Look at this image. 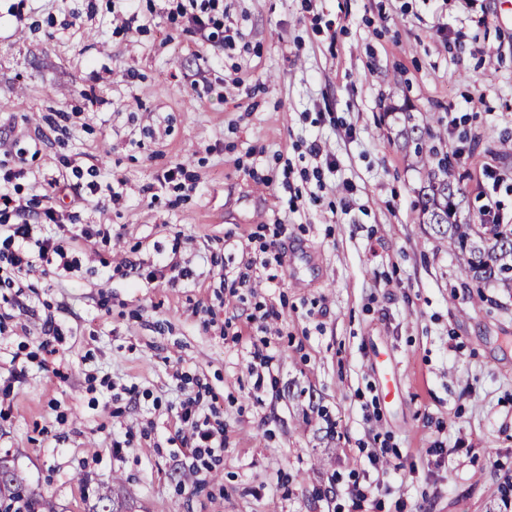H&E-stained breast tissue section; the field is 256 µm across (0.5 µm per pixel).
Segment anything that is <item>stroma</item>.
Returning <instances> with one entry per match:
<instances>
[{"instance_id": "35a3bbf8", "label": "stroma", "mask_w": 512, "mask_h": 512, "mask_svg": "<svg viewBox=\"0 0 512 512\" xmlns=\"http://www.w3.org/2000/svg\"><path fill=\"white\" fill-rule=\"evenodd\" d=\"M180 3L0 0V189L67 178L35 233L76 261L0 288V455L59 512H512V289L465 287L394 136L512 218V0H223L210 43ZM201 386L207 463L173 454Z\"/></svg>"}]
</instances>
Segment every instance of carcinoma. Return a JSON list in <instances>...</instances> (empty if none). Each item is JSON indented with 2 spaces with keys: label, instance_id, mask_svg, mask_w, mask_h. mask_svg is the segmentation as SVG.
<instances>
[{
  "label": "carcinoma",
  "instance_id": "cac0c4a2",
  "mask_svg": "<svg viewBox=\"0 0 512 512\" xmlns=\"http://www.w3.org/2000/svg\"><path fill=\"white\" fill-rule=\"evenodd\" d=\"M403 113L396 136L411 166L425 176L415 207L419 220L429 225L436 238L448 241L458 254L460 276L467 284H498L512 288V224H485L473 217H461L455 199L463 198L460 182L452 174L448 156H439L434 145L439 138L431 126L412 123ZM124 504L108 493H98L90 512H122ZM0 512H57L54 501L45 493L31 491L25 479L0 456Z\"/></svg>",
  "mask_w": 512,
  "mask_h": 512
}]
</instances>
